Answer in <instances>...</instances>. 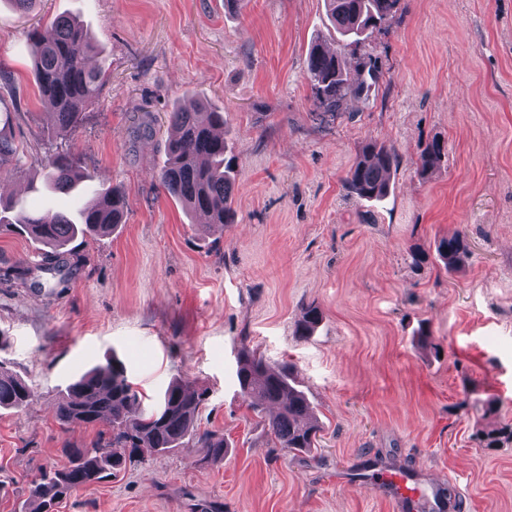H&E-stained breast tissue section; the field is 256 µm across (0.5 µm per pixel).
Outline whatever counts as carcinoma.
<instances>
[{
    "instance_id": "1",
    "label": "carcinoma",
    "mask_w": 512,
    "mask_h": 512,
    "mask_svg": "<svg viewBox=\"0 0 512 512\" xmlns=\"http://www.w3.org/2000/svg\"><path fill=\"white\" fill-rule=\"evenodd\" d=\"M399 0H327V12L336 30L344 36L360 38L392 15ZM28 48L41 99L52 112L55 136L67 137L76 127L81 113L95 100L103 72L87 65L96 48L84 29L68 17L55 19L50 30L29 33ZM369 80L349 83L342 55L321 42L311 46L307 72L315 101L332 115L341 110L349 92L362 94L376 84L379 73L375 64L364 61ZM172 135L167 143V159L161 169L163 189L176 197L208 226L232 223L234 177L232 164L226 160L224 114L208 110L198 101L179 104L169 113ZM446 147L439 139L422 150L418 159L421 173L433 169L444 157ZM16 147L0 127V173L15 161ZM399 161L384 145L366 141L356 162L348 170L344 183L364 199H379L387 191L390 176ZM45 182L55 191L68 192L87 175L63 154L45 164ZM128 202L119 192H100L76 211L66 214H31L19 210L4 214L0 208V234L20 231L34 243L57 252L77 236L96 238L112 233L124 223ZM469 252L467 239L454 234L440 239L438 257L445 269L458 267ZM322 320L315 305L302 308L295 333L304 338ZM292 368L283 364L268 367L253 350H246L239 360L237 381L248 407L257 415L274 407L269 416L268 433L275 447L310 452L315 448L319 427L310 419L305 395L291 384ZM34 398L31 388L21 379L0 370V409L22 410ZM202 404L201 394L181 381L171 383L160 406L147 413L141 397L126 376L124 364L109 358L74 382L58 403L56 415L73 427L100 426L112 433L111 442L102 447L67 448L69 463L63 468L42 472L27 489L30 512H55L59 502L75 490L101 482L126 468L127 463L146 453H163L194 441L213 459H224V438L210 431L195 429Z\"/></svg>"
}]
</instances>
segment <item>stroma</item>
Instances as JSON below:
<instances>
[{
  "label": "stroma",
  "instance_id": "obj_1",
  "mask_svg": "<svg viewBox=\"0 0 512 512\" xmlns=\"http://www.w3.org/2000/svg\"><path fill=\"white\" fill-rule=\"evenodd\" d=\"M65 14L83 24L105 77L76 132L55 138L27 35ZM375 63L369 94L331 116L307 77L311 45ZM223 113L236 217L205 229L161 187L185 96ZM17 165L0 198L74 214L79 195L122 192L124 224L75 238L64 257L0 235V366L35 397L0 410V512H21L28 481L99 440L56 416L82 373L121 360L154 402L175 379L202 392L196 424L225 437L222 461L179 448L82 488L57 512H394L373 474L411 470L452 488L458 512H512V0H400L358 47L325 0H0V113ZM448 159L420 176L421 149ZM399 166L385 200L344 184L363 142ZM77 160L79 192L31 185L41 160ZM470 254L445 272L436 244ZM427 260L413 266L411 252ZM323 320L295 336L303 306ZM253 349L288 362L321 425L309 453L274 447L236 381Z\"/></svg>",
  "mask_w": 512,
  "mask_h": 512
}]
</instances>
